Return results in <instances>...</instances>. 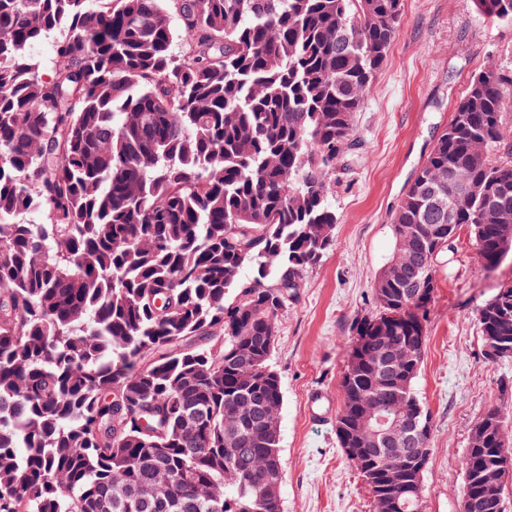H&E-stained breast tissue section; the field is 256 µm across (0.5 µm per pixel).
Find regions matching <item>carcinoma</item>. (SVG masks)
I'll return each instance as SVG.
<instances>
[{"label": "carcinoma", "instance_id": "obj_1", "mask_svg": "<svg viewBox=\"0 0 512 512\" xmlns=\"http://www.w3.org/2000/svg\"><path fill=\"white\" fill-rule=\"evenodd\" d=\"M474 3L512 23V0ZM400 19L401 0H0V512H281L276 321L335 245L329 178ZM511 107V75L472 77L394 211L412 267L388 262L355 323L336 439L375 512H424V469L388 454L413 415L430 447L417 279L437 288L463 225L485 268L512 255ZM474 317L502 346L485 358H512V284ZM473 430L460 496L504 512L474 480L512 454L501 408Z\"/></svg>", "mask_w": 512, "mask_h": 512}]
</instances>
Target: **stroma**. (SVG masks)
<instances>
[{
  "label": "stroma",
  "mask_w": 512,
  "mask_h": 512,
  "mask_svg": "<svg viewBox=\"0 0 512 512\" xmlns=\"http://www.w3.org/2000/svg\"><path fill=\"white\" fill-rule=\"evenodd\" d=\"M400 32L354 117L331 180L336 245L308 269L297 299L278 317L271 364L282 381V512H372V499L336 439L340 380L354 320L374 312L371 284L391 257L393 212L473 74L512 72V23L491 24L473 0H402ZM437 288L424 327L415 389L432 415L424 470L425 512H459L460 459L473 424L501 407L512 439V360L484 357L478 305L512 281V257L489 271L477 262L468 228L437 259ZM325 415L310 422L309 411Z\"/></svg>",
  "instance_id": "35a3bbf8"
}]
</instances>
